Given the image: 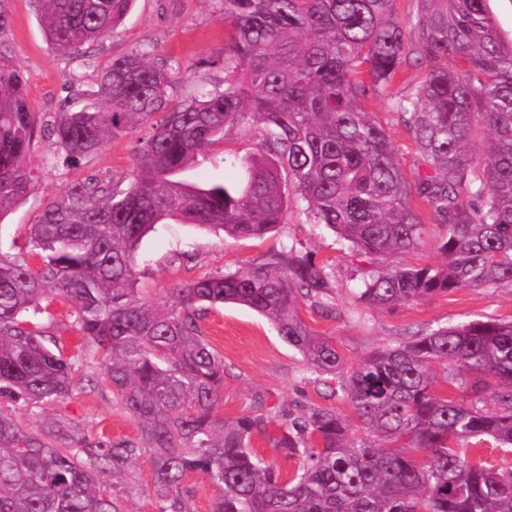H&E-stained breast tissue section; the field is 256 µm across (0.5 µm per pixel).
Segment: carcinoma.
Wrapping results in <instances>:
<instances>
[{
    "label": "carcinoma",
    "instance_id": "carcinoma-1",
    "mask_svg": "<svg viewBox=\"0 0 512 512\" xmlns=\"http://www.w3.org/2000/svg\"><path fill=\"white\" fill-rule=\"evenodd\" d=\"M34 2L47 41L77 54L106 40L134 0ZM419 2L405 25L394 0H224V90L176 101L171 90L188 72L131 53L112 60L96 91L61 100L49 121L0 53V215L36 180L38 140L76 164L106 138L150 127L127 188L85 175L36 216L24 247L0 252V512H122L112 482L142 449L86 434L62 445L60 422L30 429L22 420L84 380L79 361L50 346L56 301L70 305L86 355L101 358L141 425L158 512H188L184 478L196 471L217 491L212 512H512V321L439 326L375 349L339 382L354 418L301 406L270 436L253 411L215 417L224 358L200 321L224 303L247 306L327 383L343 355L300 315L303 303L328 306L325 268L284 245L169 301L147 305L135 288L140 243L163 221L263 239L283 232L293 201L372 261L426 245L417 202L442 228L444 263L371 271L358 296L369 309L512 285V37L490 0ZM411 61L423 77L393 101L418 150L408 173L363 102ZM233 128L256 145L233 161L242 181L201 188L180 178ZM479 130L488 134L477 143ZM437 367L460 397L434 392ZM265 435L295 462L292 475L254 447ZM472 443L491 444L501 459L468 457Z\"/></svg>",
    "mask_w": 512,
    "mask_h": 512
}]
</instances>
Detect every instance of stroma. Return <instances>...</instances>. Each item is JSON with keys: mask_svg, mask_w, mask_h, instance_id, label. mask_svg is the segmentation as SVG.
Wrapping results in <instances>:
<instances>
[{"mask_svg": "<svg viewBox=\"0 0 512 512\" xmlns=\"http://www.w3.org/2000/svg\"><path fill=\"white\" fill-rule=\"evenodd\" d=\"M10 22L0 32V50L12 56L27 79L33 111L56 112L61 99L78 89L92 92L102 70L112 58L131 52H151L168 65L189 69L188 79L173 94L186 98L198 89L224 86V46L230 27L224 21V0H136L131 12L111 37L75 56L55 50L47 41L40 13L33 0H6ZM422 67L412 66L392 83L387 96L366 102L389 130L396 154L406 171H413L416 148L405 128L398 124L389 100L404 95L421 78ZM146 130L105 140L96 154L77 169L47 159L44 144H36L32 162L38 169L24 203L0 216V250L13 252L26 243L27 228L42 207L68 184L88 173L123 182L132 171V156ZM254 143L240 129L225 133L199 155L185 180L207 185L233 183L242 170L227 160L252 150ZM297 244L325 266L335 288L334 314L302 305L301 316L315 331L334 337L349 364L357 363L372 349L395 344L438 326L455 325L475 318L512 320V286L462 289L447 296L401 304L388 311L365 308L357 300L370 264L353 256L347 243L325 225L313 223L303 207H290L280 235L264 239H235L223 232L169 220L157 225L142 242L136 273L143 302L172 299L178 288L200 277L259 264L285 244ZM69 307L55 303L50 311L55 322L54 340L64 356L80 358L85 376L80 388L65 401H49L29 416L37 427L56 416L91 435L113 441H138L141 427L113 395L97 360L86 357L81 340L70 328ZM203 334L224 358V396L217 413L231 418L243 410L260 407L271 427L284 421L285 412L320 404L352 416L349 402L330 386L315 382L299 353L278 336L268 320L248 307L228 303L212 309L203 322ZM153 458L143 449L126 470L124 482L115 487L122 512H158L149 490Z\"/></svg>", "mask_w": 512, "mask_h": 512, "instance_id": "1", "label": "stroma"}]
</instances>
